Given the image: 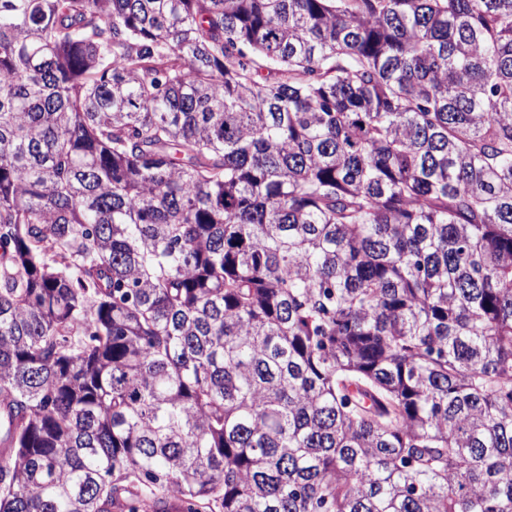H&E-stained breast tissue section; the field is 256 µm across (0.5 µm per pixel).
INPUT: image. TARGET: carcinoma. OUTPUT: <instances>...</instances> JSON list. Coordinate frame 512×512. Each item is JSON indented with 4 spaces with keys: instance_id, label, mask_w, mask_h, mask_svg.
I'll return each instance as SVG.
<instances>
[{
    "instance_id": "1",
    "label": "carcinoma",
    "mask_w": 512,
    "mask_h": 512,
    "mask_svg": "<svg viewBox=\"0 0 512 512\" xmlns=\"http://www.w3.org/2000/svg\"><path fill=\"white\" fill-rule=\"evenodd\" d=\"M0 512H512V0H0Z\"/></svg>"
}]
</instances>
